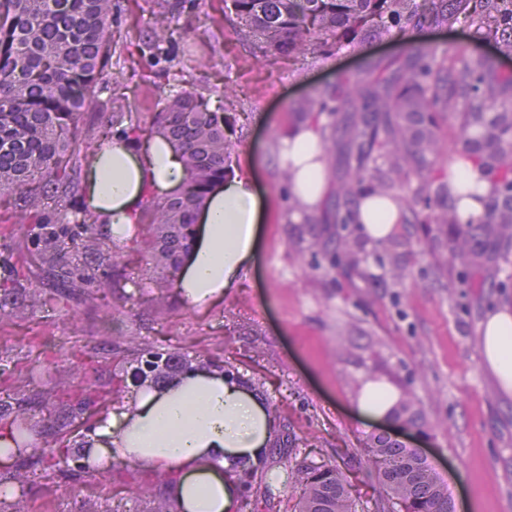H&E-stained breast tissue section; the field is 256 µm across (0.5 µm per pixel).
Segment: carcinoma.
<instances>
[{
	"label": "carcinoma",
	"mask_w": 512,
	"mask_h": 512,
	"mask_svg": "<svg viewBox=\"0 0 512 512\" xmlns=\"http://www.w3.org/2000/svg\"><path fill=\"white\" fill-rule=\"evenodd\" d=\"M113 0H0V195L21 201V220L40 230L42 256L60 266L68 288L82 285L106 297L109 289L127 284L125 268L119 266L127 250L148 257L162 272L155 301L163 305L168 275L174 273L191 248L193 230L210 190L224 181L234 143L228 134L222 107L212 108L188 84L180 81L157 100L152 114V132L161 134L181 151L187 173L176 193L146 200L138 224L149 234L119 245L99 233L100 215L84 208L72 210L69 201L78 189L81 168L93 153L112 151L111 128L124 124L119 137L142 142L141 122L114 112L93 136L81 125L82 116L94 106L93 91L104 79V54L112 42ZM239 20V35L252 41L258 59L284 52L318 57L336 49L359 50L368 35L398 37L417 28L426 19L448 24L457 13L479 23L489 19L511 39L503 52L512 54V0H230ZM155 56L171 62L165 51L174 30L166 10L152 24ZM330 96L336 106L316 105L309 100L298 107L305 118L317 122L322 114L347 113V159L349 176L339 182L336 196L344 202L337 214L336 235L314 239L309 250L329 259L352 277L375 260L393 283L405 277L397 248L413 246L389 237L367 250L349 236L351 206L365 192L397 200L400 221L405 212L416 224H435L444 238L436 246L435 267L440 275L463 270L487 273L499 288L503 267L512 262V75L488 74V60L464 54L460 66L455 58L439 63L423 46L410 47L407 61L386 77L359 75L341 77ZM450 113L459 121L456 154L469 158L492 176V189L483 196L477 190L452 196L435 169L441 139L439 116ZM482 204L481 213L461 223L457 204L463 197ZM430 210L419 218L415 206ZM54 213L46 217V209ZM84 230L83 248L112 263V282L97 279L93 265L66 261L65 238L70 226ZM5 291L32 289L31 309L56 305L63 310L69 295L62 291L40 293L27 280L16 278L3 284ZM201 366L199 357L176 354L146 343L118 360L112 383V399L118 403L128 395L127 380L145 383L188 367ZM13 369L0 368V424L10 427L15 447L34 448L42 436L41 420L30 407H13ZM396 418L415 427L424 426L419 401L402 392ZM294 440L273 442L268 460L241 465L237 471L244 496L240 512H266L274 503L269 489L262 488L265 472L288 468V483L299 486L302 495L297 512H354L352 476L336 465L291 464L289 449ZM366 461L380 486L378 499H397L406 512H453L447 487L438 483L433 471L407 448L385 435L373 437L363 448ZM82 459L70 445L43 449L38 458L24 463L22 474L0 475V482L20 487L43 485L68 477L75 482L97 481L93 465H70ZM130 493L143 505L140 512H176L170 496L155 493L161 477L137 469L120 473Z\"/></svg>",
	"instance_id": "1"
}]
</instances>
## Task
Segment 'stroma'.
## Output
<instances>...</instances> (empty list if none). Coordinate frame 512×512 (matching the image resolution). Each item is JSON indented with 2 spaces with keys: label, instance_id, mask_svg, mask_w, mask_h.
Instances as JSON below:
<instances>
[{
  "label": "stroma",
  "instance_id": "obj_1",
  "mask_svg": "<svg viewBox=\"0 0 512 512\" xmlns=\"http://www.w3.org/2000/svg\"><path fill=\"white\" fill-rule=\"evenodd\" d=\"M161 2L115 0L109 68L122 74L123 85H96L95 106L84 115L87 127L98 128L115 112L120 95L130 111L150 122L156 91L141 77L161 66L142 45ZM169 2L181 31L169 49L178 74L211 102L225 101V90L234 94L226 101L237 143L233 163L254 165L270 204L258 257L223 301L205 309L185 307L172 296L157 306L146 264L133 255L126 258L129 282L105 302L79 293L62 312L51 307L22 312L1 304L0 357L32 366V390L44 400L40 414L47 432L70 431L76 424L67 408L46 402L48 392L80 383L112 387V366L79 370L70 348L108 357L131 336L176 352L243 360L245 377H261L265 402L280 405L282 424L305 441L301 458L352 470L356 512H367L377 496L378 482L361 450L381 431L427 456L448 487L454 512H512V401L497 396L478 347L486 312L512 305V287H471L467 271L450 282L438 278L431 255L434 234L421 224L413 229L416 243L403 284L388 281L373 261L362 279L349 280L308 248L312 237L327 238L334 231L335 191H328L316 212L296 217L277 162L284 132L302 121L296 105L331 88L342 74L364 72L372 64L395 66L413 44L431 47L440 60L481 53L502 71L512 72V56L500 52L489 29L462 17L449 27L426 24L403 36L370 40L359 52L317 58L279 54L258 62L224 0ZM18 215L17 201L0 197V282L13 274L8 252L20 249L29 259L26 270L34 286L52 288L56 280ZM63 326L70 336H60ZM367 377L414 392L427 428L383 426L361 415L356 392ZM125 496L108 470L87 486L66 482L24 490L26 507L40 512L63 506L68 512H96L104 498L117 502Z\"/></svg>",
  "mask_w": 512,
  "mask_h": 512
}]
</instances>
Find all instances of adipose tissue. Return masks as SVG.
<instances>
[{
	"instance_id": "1",
	"label": "adipose tissue",
	"mask_w": 512,
	"mask_h": 512,
	"mask_svg": "<svg viewBox=\"0 0 512 512\" xmlns=\"http://www.w3.org/2000/svg\"><path fill=\"white\" fill-rule=\"evenodd\" d=\"M284 142L288 195L298 210L312 212L328 189L320 133L300 124L288 130ZM185 179L179 151L163 136H156L146 154L116 143L88 170L87 204L102 215L113 240L121 241L136 223L147 190L170 194ZM268 215L269 201L254 176L228 177L210 191L177 277L183 305L201 307L223 298L255 260ZM356 219L368 241L376 243L395 230L398 206L366 193ZM480 349L498 391L512 397V307L490 309ZM399 399L395 387L368 379L357 407L363 416L381 421L393 416ZM276 430L263 400L240 380L216 370L188 369L172 381L139 389L135 413L115 406L96 428L92 458L171 475L169 492L183 512H235L241 495L235 465L242 458L258 460Z\"/></svg>"
}]
</instances>
